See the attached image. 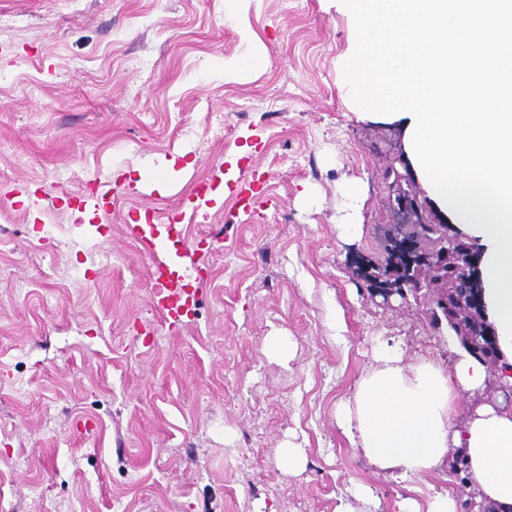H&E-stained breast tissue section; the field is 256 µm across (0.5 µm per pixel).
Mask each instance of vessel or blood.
<instances>
[{"label":"vessel or blood","instance_id":"obj_1","mask_svg":"<svg viewBox=\"0 0 512 512\" xmlns=\"http://www.w3.org/2000/svg\"><path fill=\"white\" fill-rule=\"evenodd\" d=\"M210 190V184L198 183L181 208L168 214L166 222H159L156 214L147 211L131 228L132 237L150 259L152 308L171 327L189 316L204 279L200 254L183 235L184 211L198 209Z\"/></svg>","mask_w":512,"mask_h":512}]
</instances>
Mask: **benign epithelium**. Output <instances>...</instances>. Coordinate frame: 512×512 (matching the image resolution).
<instances>
[{"label": "benign epithelium", "mask_w": 512, "mask_h": 512, "mask_svg": "<svg viewBox=\"0 0 512 512\" xmlns=\"http://www.w3.org/2000/svg\"><path fill=\"white\" fill-rule=\"evenodd\" d=\"M394 213L396 223L388 225L386 233L391 250L398 246V242L410 237L413 225L424 223L422 213L416 208L401 205L394 209ZM372 282L379 286L381 295L387 299L398 295L406 301L408 295L416 297L422 293L433 302L436 314L458 333L462 346L489 367L488 380L476 404H493L501 396L505 405L512 407V383L498 374L500 352L495 331L481 313L483 305L477 259L468 252V245L459 236H445L442 247L434 251L423 253L420 246H414V254L409 256L407 263L400 265L399 273L377 276L372 278ZM457 288L470 295L480 310L472 316V322L466 328L459 325L461 314L457 307L448 303V298L456 297Z\"/></svg>", "instance_id": "7a95c632"}]
</instances>
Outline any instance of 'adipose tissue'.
I'll list each match as a JSON object with an SVG mask.
<instances>
[{
	"label": "adipose tissue",
	"mask_w": 512,
	"mask_h": 512,
	"mask_svg": "<svg viewBox=\"0 0 512 512\" xmlns=\"http://www.w3.org/2000/svg\"><path fill=\"white\" fill-rule=\"evenodd\" d=\"M349 18L346 79L360 117L398 122L420 185L480 250L485 314L512 365V0H336ZM339 429L374 469L405 481L465 458L482 498L512 507V409L458 416L459 391L483 389L487 368L404 360L381 342Z\"/></svg>",
	"instance_id": "adipose-tissue-1"
}]
</instances>
